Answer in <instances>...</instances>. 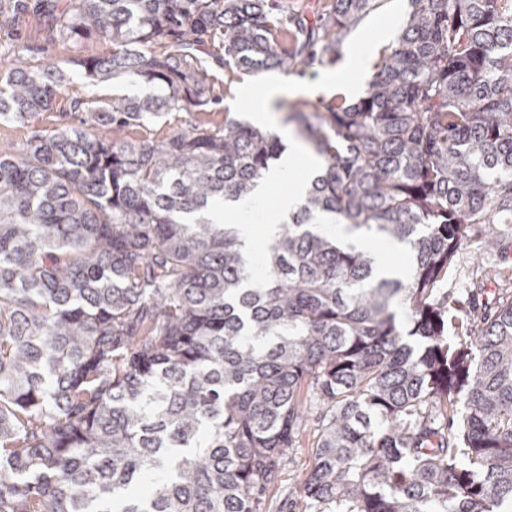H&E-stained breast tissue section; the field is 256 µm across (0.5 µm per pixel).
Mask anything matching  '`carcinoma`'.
Instances as JSON below:
<instances>
[{
  "label": "carcinoma",
  "mask_w": 512,
  "mask_h": 512,
  "mask_svg": "<svg viewBox=\"0 0 512 512\" xmlns=\"http://www.w3.org/2000/svg\"><path fill=\"white\" fill-rule=\"evenodd\" d=\"M381 0H0L14 37L0 123L69 91L138 78L141 95L74 98L65 120L0 144V512H262L323 404L313 512H512V294L475 303L448 343V276L468 227L512 225V0H410L356 101L291 119L322 167L248 287L243 244L204 216L281 158L224 115L162 139L128 130L208 111L210 60L293 73L337 56ZM112 43L62 66L15 29ZM223 41L224 54L209 50ZM108 130L111 135H100ZM407 243L404 279L318 231ZM18 27L25 33L28 40L32 44H40L48 46L49 30L42 19L33 14L20 16L17 20ZM52 47V54L55 57H66L70 52L62 46ZM71 78L72 83L70 87L72 93H70V96L81 95L84 92H88L89 94L97 95L100 99L112 101V82L99 83L93 87L86 88L82 74L77 72L73 73Z\"/></svg>",
  "instance_id": "obj_1"
}]
</instances>
